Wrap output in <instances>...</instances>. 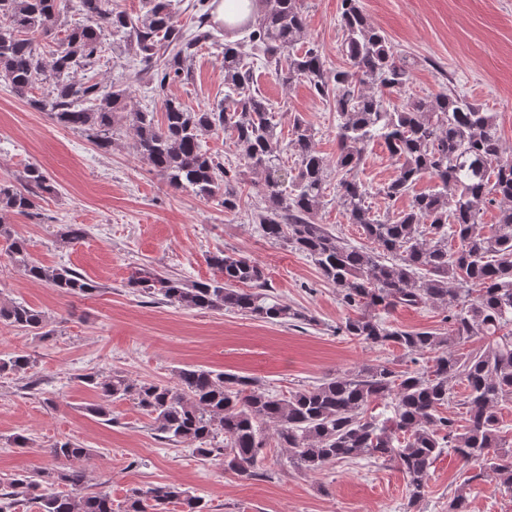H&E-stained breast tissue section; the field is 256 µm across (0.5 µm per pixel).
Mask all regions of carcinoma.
Returning a JSON list of instances; mask_svg holds the SVG:
<instances>
[{
    "label": "carcinoma",
    "mask_w": 512,
    "mask_h": 512,
    "mask_svg": "<svg viewBox=\"0 0 512 512\" xmlns=\"http://www.w3.org/2000/svg\"><path fill=\"white\" fill-rule=\"evenodd\" d=\"M261 13L224 22V31H245V41L283 83L308 84L321 99H332L338 116L337 153L329 163L313 148V134L298 114L289 119V141L276 133L271 104L254 85L240 43L224 42V102L190 111L165 94L189 78L187 62L213 38L209 13L186 30L171 0H145L133 19L112 0H0V81L29 104L64 126L90 133L102 149L114 131L131 122L138 155L175 190L201 197L223 196L224 210L239 207L238 173L224 168L203 146L218 131L242 149L251 171L262 176L258 190L264 236L284 240L312 260L334 285L342 302L359 314L341 331L365 343L393 345L426 358L415 371L383 364L326 379L287 396L269 394L256 381L188 366L169 384L133 381L113 374H87L84 382L100 402L86 411L112 422V404L132 400L150 417L159 437L195 447L197 454L224 457V471L246 479L262 475L269 438L288 450V462L319 475L339 462L364 457L391 460L406 484L408 507L427 494L430 470L450 451L464 466L477 465L503 486L512 487V443L500 435L498 406L512 395V160L492 112L443 87L385 105L384 93L406 88L414 63L394 52L373 26L359 0H342L340 24L347 69L327 66L314 42L299 48L305 29L302 0H251ZM76 12L86 23L70 30L49 51L45 64L40 37L50 36L61 16ZM121 33L162 95L163 120L147 111L126 112L127 90L106 82H80L74 74L95 62L105 33ZM55 81L51 97L30 96L45 68ZM382 142L400 162L397 176L378 190L388 202L405 196L427 177L428 190L413 195L407 209L379 214L367 203L369 189L357 178L365 148ZM295 155L285 181L281 153ZM340 178L328 183V167ZM336 193L349 223L373 247L358 248L316 222L327 191ZM54 192L36 166L17 187L0 183V209L27 214L35 198ZM498 205L497 222L485 226L483 209ZM10 240L9 257L29 278L70 295H91L98 286L67 267H47L31 258L28 243L0 225ZM219 277L187 283L156 270L137 268L128 285L150 296L197 310H231L269 323L306 319L286 305L267 301L263 268L236 253L208 258ZM434 304L448 311V335L392 328L377 317L398 306ZM0 323L35 336H48L44 314L20 301H0ZM467 352L458 348L473 341ZM30 358L0 357V375L29 369ZM463 385L466 425L443 415L455 386ZM389 400L393 415L384 422L366 417L369 405ZM273 428V434L267 429ZM57 466L22 474L0 492V512L30 503L36 512H209V505L175 485L133 491L114 504L106 490L82 493L83 462L89 449L70 439L49 450Z\"/></svg>",
    "instance_id": "carcinoma-1"
}]
</instances>
